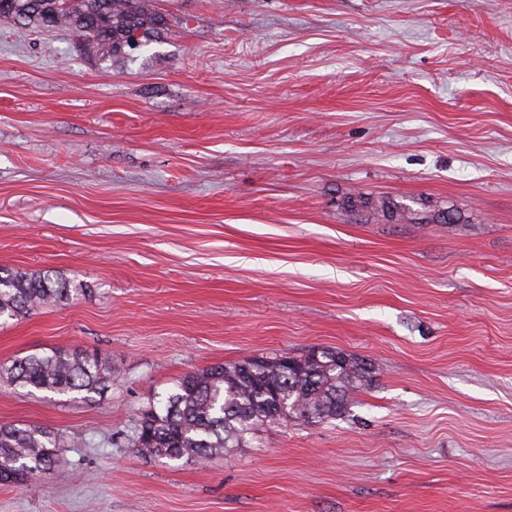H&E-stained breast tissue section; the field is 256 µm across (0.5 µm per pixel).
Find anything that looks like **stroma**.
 I'll use <instances>...</instances> for the list:
<instances>
[{
  "label": "stroma",
  "instance_id": "obj_1",
  "mask_svg": "<svg viewBox=\"0 0 512 512\" xmlns=\"http://www.w3.org/2000/svg\"><path fill=\"white\" fill-rule=\"evenodd\" d=\"M153 5L112 62L0 17V266L84 288L1 319L0 363L112 369L90 402L0 379V423L66 445L0 512H512V0ZM313 348L373 366L345 416L128 448L184 374Z\"/></svg>",
  "mask_w": 512,
  "mask_h": 512
}]
</instances>
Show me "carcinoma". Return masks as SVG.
<instances>
[{
  "mask_svg": "<svg viewBox=\"0 0 512 512\" xmlns=\"http://www.w3.org/2000/svg\"><path fill=\"white\" fill-rule=\"evenodd\" d=\"M77 34L85 54L99 60L129 55L149 45L166 17L152 0H0V17ZM398 220L414 211L380 202ZM80 289L47 272L0 268V318L11 319L70 300ZM22 388L92 399L109 386L112 370L84 350H59L16 358L0 366ZM363 359L330 349L316 362L310 353L257 355L182 376L157 396L129 439L143 457L207 463L228 448H242L262 428L281 420L322 422L348 413L353 395L369 385ZM57 435L44 427L0 423V483L47 476L63 453Z\"/></svg>",
  "mask_w": 512,
  "mask_h": 512,
  "instance_id": "1",
  "label": "carcinoma"
}]
</instances>
